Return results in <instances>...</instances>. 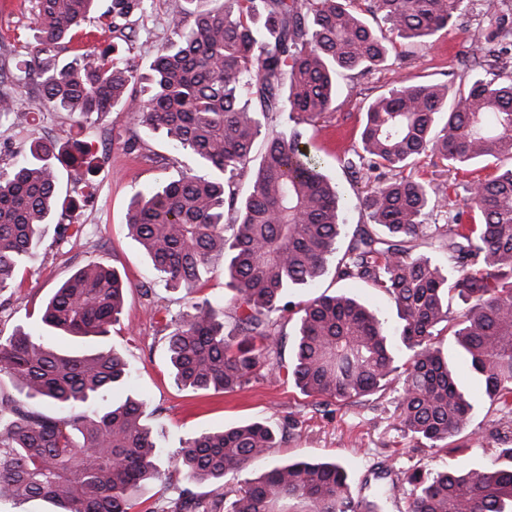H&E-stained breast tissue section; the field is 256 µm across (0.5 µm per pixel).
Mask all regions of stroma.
<instances>
[{"label": "stroma", "instance_id": "35a3bbf8", "mask_svg": "<svg viewBox=\"0 0 512 512\" xmlns=\"http://www.w3.org/2000/svg\"><path fill=\"white\" fill-rule=\"evenodd\" d=\"M482 0H471L465 18L442 31L434 47L397 45L385 66L368 71H350L339 77L336 99L325 117L310 123L301 116L276 115L275 131L299 132L324 173L337 183L347 204L343 219L347 230L366 224L359 205L371 187L378 185L376 173L351 172L338 161L341 152L357 148L361 113L375 96L391 84H448L459 82L461 60L478 30ZM40 21L34 0H0V54L29 58L36 44ZM91 38H76L59 52L60 61L73 54L99 51L117 45L124 67L141 77L162 48L176 41L181 31L169 9V0H148L145 13L127 17L123 32L112 30L108 18L94 20ZM0 91L10 94L18 111L29 112L33 120L27 130L0 124V169H6L24 154L31 139L42 138L58 144L81 139L94 156L96 169L90 178L95 195L77 208L57 207L51 224L33 259L22 267L13 287L0 291V334L15 329L41 328L43 305L57 285L73 270L90 262H101L125 273L128 288L124 315L114 324L105 341L122 354L130 371L129 390L118 389L114 399L135 391L146 401L144 420L152 435L172 456L195 433L219 430L243 421L266 418L285 427L287 437L276 448L274 458L311 457L341 462L350 475L354 500L372 499L384 494V512H410L411 491L403 474L420 470L429 475L449 464L476 466L494 462L500 442L495 435L497 413L491 412L479 385L469 376L461 382L471 396L472 411L469 445L447 452L429 448L404 432L392 393L375 395L359 404H320L318 398L302 394L291 381L273 376L251 381L242 389L213 394L178 389L167 359V336L159 327L161 315L179 317L196 301L226 296L224 263L216 261L212 273L197 293L186 294L165 287L141 245L126 230L127 212L136 193H146L159 183L178 178L189 162L174 151L164 134L134 125L129 112L116 107L109 112L87 116L39 107L36 83L22 85L0 81ZM409 175L433 181L445 191L444 205L435 207L429 223L444 224L449 211L463 205L464 183L485 177L486 168L455 170L433 165L424 158L409 168ZM79 224L83 234L77 244L59 241L60 225ZM342 291L362 300L376 312L387 327L398 323L397 311L389 298L364 283L337 280L334 269H327L316 287L293 288L288 299L301 305L320 293ZM252 471L227 476L223 484L187 482L183 473L167 469L162 479L151 483L140 495L143 512H169L182 488H191L197 502L208 512H224V490L243 485Z\"/></svg>", "mask_w": 512, "mask_h": 512}]
</instances>
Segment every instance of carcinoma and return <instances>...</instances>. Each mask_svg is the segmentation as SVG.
<instances>
[{
    "label": "carcinoma",
    "instance_id": "obj_1",
    "mask_svg": "<svg viewBox=\"0 0 512 512\" xmlns=\"http://www.w3.org/2000/svg\"><path fill=\"white\" fill-rule=\"evenodd\" d=\"M97 0H37L41 36L31 60L0 57V74L24 83L38 71L40 102L65 112H109L135 105L134 123L166 134L194 166L177 180L131 202L127 228L166 286L192 293L224 261L234 336L224 335V304L205 300L165 321L177 385L231 392L251 379L286 370L300 391L326 402H356L395 390L400 423L431 448L464 433L473 404L459 384L466 369L489 409L512 426V69L493 63L512 41L508 0H485L472 49L474 66L494 70L447 85L399 84L374 97L361 123L359 148L338 161L348 169L387 168L398 175L359 199L373 227L353 233L336 261V278L379 289L394 303L389 329L347 293L321 294L298 311L291 358L278 332L291 288L312 287L336 254L344 220L341 194L301 135L268 128L275 112L313 122L329 111L336 81L387 61L397 40L434 45L470 0H170L175 19L192 17L179 40L154 58L146 96L128 93L134 76L106 48L61 65L52 49L71 41ZM144 0H111L112 25L143 9ZM388 24L378 32L365 21ZM28 123L0 93V120ZM260 153H255L257 141ZM68 155L73 192L95 187L79 168L91 155ZM56 144L31 141L22 160L0 170V290L34 255L42 226L59 202ZM456 170L477 162L496 172L466 186L465 210L429 224L439 188L399 172L423 157ZM252 171L249 193L237 181ZM422 244L435 247L420 253ZM126 285L114 268L88 264L49 298L42 328L76 338L103 337L122 313ZM466 304L451 312L452 295ZM129 371L115 350H59L48 337L17 330L0 335V512L34 500L56 512H130L150 481L161 479L163 448L143 420L136 394L102 404ZM50 404L55 413L37 410ZM284 430L267 419L189 438L171 464L187 479L224 482L280 447ZM500 463L448 466L423 478L406 475L411 512H512V439ZM381 495L349 493L336 461L273 462L224 512H380Z\"/></svg>",
    "mask_w": 512,
    "mask_h": 512
}]
</instances>
